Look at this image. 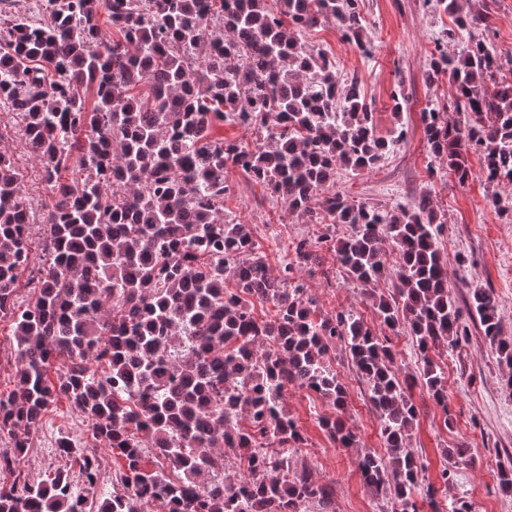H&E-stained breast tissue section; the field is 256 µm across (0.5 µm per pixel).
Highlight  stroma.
<instances>
[{
    "label": "stroma",
    "mask_w": 512,
    "mask_h": 512,
    "mask_svg": "<svg viewBox=\"0 0 512 512\" xmlns=\"http://www.w3.org/2000/svg\"><path fill=\"white\" fill-rule=\"evenodd\" d=\"M360 9L375 45L371 59H364L355 45L342 41L328 25L309 32L305 40L330 50L341 76L358 78L366 98L374 102L380 135L389 136L401 125L407 136L371 171L356 175L337 170L336 188L354 200L383 206L410 207L420 197H430L446 219L439 249L450 293L460 300L471 289H491L504 331L512 334V216L498 214L490 205L491 190L478 176L481 162L477 155H469L473 176L462 183L448 170L428 171L430 157L421 111L428 102L436 100L445 105L451 100L447 80L429 79V56L438 34L451 27V19L423 9L420 0H361ZM399 82L410 100L407 110L396 117L390 109V94ZM1 150L9 152L25 174L32 228L40 230L53 198L17 118L4 109L0 110ZM227 178L224 210L251 224L271 273H279L283 263L292 259L294 239L314 238L326 230L320 224L298 223L240 170H230ZM320 256L321 271L304 276L318 313L350 310L361 315L377 333L387 334L363 285L349 279L333 252L324 249ZM327 360L347 387L345 418L357 433L361 448L383 452L376 414L343 347H331ZM437 362L446 376L447 404L436 405L421 386H414L413 399L420 413L408 447L424 463L425 481L439 482L442 471L450 470L451 493L468 512H512V493L503 492L499 480L500 469L512 468V397L503 388L504 379L512 376V367L499 362L475 326L466 342L438 356ZM285 401L307 437L299 461L316 480L336 490L329 512H385V500L374 495L362 480L355 453L336 447L320 429L319 416L330 412L327 404L315 393L296 386L289 387ZM447 416L453 421L449 428L443 424ZM63 436L79 438L86 451L100 449L91 436L87 415L62 399L45 415L24 467L35 475L64 465L57 447L58 438ZM461 442L469 446L473 459L456 464L449 460L447 451Z\"/></svg>",
    "instance_id": "obj_1"
}]
</instances>
